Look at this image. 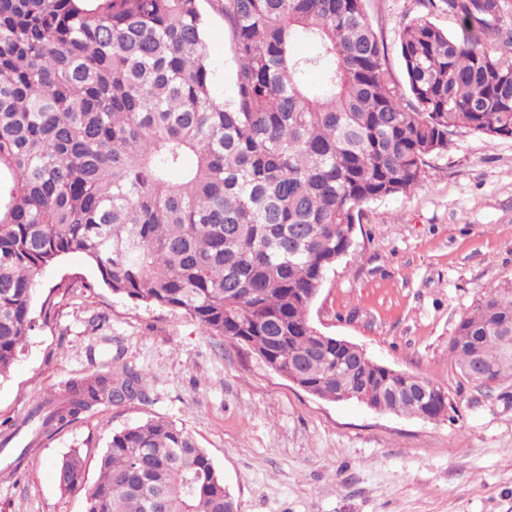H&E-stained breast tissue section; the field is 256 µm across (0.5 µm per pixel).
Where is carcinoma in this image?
Instances as JSON below:
<instances>
[{"label":"carcinoma","mask_w":512,"mask_h":512,"mask_svg":"<svg viewBox=\"0 0 512 512\" xmlns=\"http://www.w3.org/2000/svg\"><path fill=\"white\" fill-rule=\"evenodd\" d=\"M443 2L462 36L426 17L403 26L402 88L364 0H0V377L36 327L43 271L82 253L113 293L181 311L307 393L421 416L366 385L308 310L364 204L410 195L459 128L512 139L502 0ZM208 10L230 37L227 104L212 95ZM448 352L471 383L512 380L511 284L484 291ZM145 398V377L116 365L35 401L25 426L41 438ZM53 468L61 490H86L87 512L154 499L238 512L207 451L163 418L114 432L87 489L79 451Z\"/></svg>","instance_id":"obj_1"}]
</instances>
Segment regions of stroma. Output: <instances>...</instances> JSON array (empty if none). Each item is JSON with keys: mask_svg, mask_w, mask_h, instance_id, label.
<instances>
[{"mask_svg": "<svg viewBox=\"0 0 512 512\" xmlns=\"http://www.w3.org/2000/svg\"><path fill=\"white\" fill-rule=\"evenodd\" d=\"M365 11L398 81L396 37L407 22L424 15L461 33L441 0H365ZM206 37L215 94L230 101L234 61L217 15ZM510 282L512 139L464 129L429 159L412 194L363 206L354 247L308 313L319 332L446 392L444 420L312 396L181 312L113 294L84 255L64 257L35 294L54 300L52 318L0 378V421L22 422L33 400L116 362L144 374L147 398L84 413L30 448L16 474L0 455V512H86L84 491L61 492L52 461L79 449L93 485L112 433L158 417L207 450L239 512H512V380L475 387L448 356L483 289Z\"/></svg>", "mask_w": 512, "mask_h": 512, "instance_id": "1", "label": "stroma"}]
</instances>
